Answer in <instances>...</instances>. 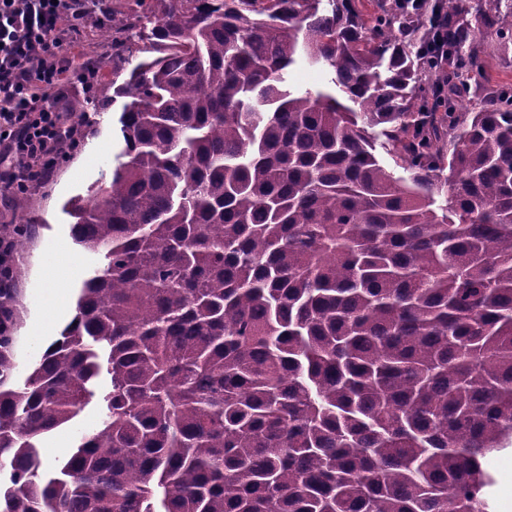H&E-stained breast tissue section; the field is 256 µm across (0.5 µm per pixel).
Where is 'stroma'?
<instances>
[{"instance_id": "stroma-1", "label": "stroma", "mask_w": 512, "mask_h": 512, "mask_svg": "<svg viewBox=\"0 0 512 512\" xmlns=\"http://www.w3.org/2000/svg\"><path fill=\"white\" fill-rule=\"evenodd\" d=\"M83 57L100 68L92 91L74 85L72 109L86 113L78 147L57 167L52 179L25 192V210L0 204V225L25 229L29 245L17 253L13 267L19 290L21 311L16 334L19 359L29 363L58 338L75 314L78 290L97 268L98 255L82 251L71 236L72 217L64 208L73 197H85L108 185L115 157L121 148L120 103L106 104L108 82L112 80V23L102 14L89 15L81 36ZM68 256L73 268L64 286L67 301L61 308L49 309L45 295L50 286L46 268L58 255ZM101 421L97 403H90L71 423L41 437L38 452L45 468H52L72 450L81 433L94 430Z\"/></svg>"}]
</instances>
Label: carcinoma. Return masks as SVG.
Segmentation results:
<instances>
[{
    "label": "carcinoma",
    "mask_w": 512,
    "mask_h": 512,
    "mask_svg": "<svg viewBox=\"0 0 512 512\" xmlns=\"http://www.w3.org/2000/svg\"><path fill=\"white\" fill-rule=\"evenodd\" d=\"M371 3L112 16L115 55L150 56L113 91L111 182L71 202L102 263L22 377L12 289L0 512H490L512 435V88L485 74L512 0ZM299 59L332 87L289 88ZM94 398L100 428L42 473L38 438ZM505 450L498 453L493 461V468L496 477V486L512 484V437L505 441Z\"/></svg>",
    "instance_id": "obj_1"
}]
</instances>
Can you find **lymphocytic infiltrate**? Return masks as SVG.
Returning <instances> with one entry per match:
<instances>
[{"mask_svg": "<svg viewBox=\"0 0 512 512\" xmlns=\"http://www.w3.org/2000/svg\"><path fill=\"white\" fill-rule=\"evenodd\" d=\"M89 13L88 0H0V192L44 184L78 141L69 89L98 75L79 50Z\"/></svg>", "mask_w": 512, "mask_h": 512, "instance_id": "1", "label": "lymphocytic infiltrate"}]
</instances>
